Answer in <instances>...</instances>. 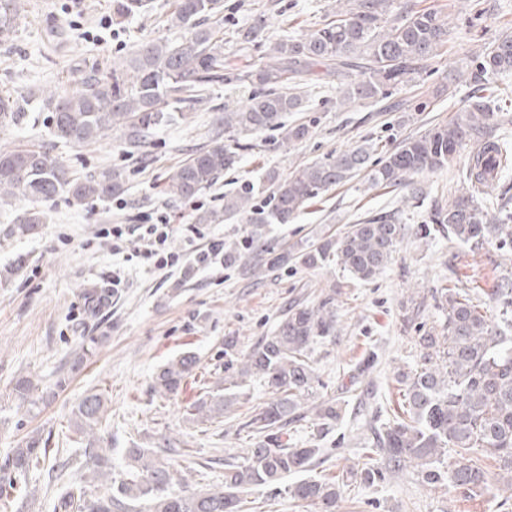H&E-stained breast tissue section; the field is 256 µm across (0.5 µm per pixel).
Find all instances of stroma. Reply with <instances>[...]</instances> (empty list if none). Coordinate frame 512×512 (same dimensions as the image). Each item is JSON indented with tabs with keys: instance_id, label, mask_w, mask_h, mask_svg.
Masks as SVG:
<instances>
[{
	"instance_id": "35a3bbf8",
	"label": "stroma",
	"mask_w": 512,
	"mask_h": 512,
	"mask_svg": "<svg viewBox=\"0 0 512 512\" xmlns=\"http://www.w3.org/2000/svg\"><path fill=\"white\" fill-rule=\"evenodd\" d=\"M112 2L25 0L13 39L0 42V94L23 97L30 113L24 129L0 130V150L34 146L77 173L119 168L126 176L125 192L103 202L80 205L59 196L44 203L47 222L27 239L4 235L16 212L0 209V268L17 253L27 256L25 268L0 286V456L35 431L48 437L54 450L53 458L30 475L29 495L6 502L5 508L53 512L60 488L79 480L80 465L61 472L57 462L76 454L75 445L65 440L69 418L91 391L107 400L103 431L113 447L149 448L169 437L180 449L170 461L194 487L222 485L225 454L249 445L245 415L272 392L252 379L249 397L202 423L186 421L184 406L223 378L225 337L235 338L238 352H248L272 335L290 306L312 307L328 297L336 305L339 332L311 348L314 397H342L348 406L328 430L309 418L289 425L283 439L293 448L310 441L323 448L324 461L313 468V476L346 473L365 452V417L388 410L396 398L395 368L415 363L418 336L442 330L445 317L434 289L462 282L493 317L497 310L490 294L512 279V250L489 245L478 255L456 258L446 239L424 235L437 205L448 203L460 189L478 142H466L445 167L415 175L418 198L406 189L371 187L363 175L315 199L292 223L266 225L248 252L249 261L256 262L266 251L342 233L361 217L395 215L405 226L404 239L385 271L369 283H351L332 264L316 270L291 264L257 277L236 267L148 273L139 259L113 255L111 242L100 239L98 230L104 224L130 229L151 224L162 212L171 223L192 224L198 214L223 213L225 192L244 185L251 186L254 204L262 207L270 195L267 172L285 178L364 140L402 139L450 121L472 100L469 73L485 44L512 33V0H408L415 9L447 16L448 44L426 71L393 91L384 111L368 104L337 111L335 82L310 81L304 112L289 113L287 119L311 121V138L286 152L277 132L261 133L255 148L242 151L241 161L193 201L166 194L168 175L196 149L224 142L225 106L245 104L254 91L241 74L265 61L263 48L242 45L239 33L259 17L271 40L312 32L332 15L334 0H222L224 80L201 90L191 107L169 104L175 121L154 129L142 154L118 132L84 145L55 142L49 133V93L77 90L85 77L127 59L142 41L191 36L190 29L167 22L176 0H150L149 13L123 22L113 15ZM420 98L430 101L428 111H413ZM116 277L121 280L117 286L112 283ZM93 337L99 340L95 353L83 359L82 347ZM186 349L199 354L198 369L178 394H154L152 373ZM23 375L54 390V398L34 409L16 399L13 386ZM339 512H512V500L434 488L407 471L385 474L372 484L348 482Z\"/></svg>"
}]
</instances>
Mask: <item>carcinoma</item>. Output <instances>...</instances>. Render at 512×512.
<instances>
[{"instance_id":"cac0c4a2","label":"carcinoma","mask_w":512,"mask_h":512,"mask_svg":"<svg viewBox=\"0 0 512 512\" xmlns=\"http://www.w3.org/2000/svg\"><path fill=\"white\" fill-rule=\"evenodd\" d=\"M24 0H0V40L14 33ZM221 0H177L168 21L193 29L182 42L147 40L138 45L125 65L105 76L92 75L81 89L50 99V133L59 142L80 145L98 142L112 132H126L127 143L143 147L150 131L173 119L165 100L183 103L186 94L223 77L224 32L218 25L203 27L200 21L220 12ZM148 0H114L119 16L142 14ZM244 44H265L263 21L258 19L241 33ZM270 43V42H268ZM448 44V20L436 10H416L395 0H336V11L319 29L270 43L268 61L247 75L262 88L239 108L224 109V134L230 144L199 149L169 175L166 193L191 198L209 188L224 170L238 163L241 137L266 130L279 132V146L290 151L312 133L306 121L286 124L288 112L304 111L299 92L313 67L322 65L336 78V111L362 103L377 104L391 89L407 83L428 68ZM364 73V79L353 73ZM512 72V36L504 35L488 45L471 70L477 90L489 77ZM504 111L493 100L478 96L446 125H436L415 137L402 139L391 149L378 150L365 142L339 153H330L307 164L288 178L266 174L272 186L267 209H257L250 189L224 194V220L246 224H287L308 203L344 185L362 171L372 169L370 185L385 189L411 188L412 177L441 169L468 141L484 142L464 172L466 187L447 206L436 210V231L470 252L494 242L512 248V213L500 214L493 224L474 192L486 185L489 165L508 164L502 146L489 138L497 113ZM29 118L24 100L0 96V128L24 125ZM125 177L112 168L99 174L74 177L49 153L36 148L0 150V207L27 201L31 207L19 213L6 236L38 234L45 215L39 204L66 195L78 204L105 201L124 191ZM404 236V226L391 215L351 224L340 236L328 235L312 244H299L269 259L275 266L295 256L306 269L331 262L357 282H369L381 274ZM437 307L446 313L442 335L430 332L418 337L419 359L414 366L397 370L400 398L384 422H369L372 455L346 479L372 483L385 473L407 470L423 482L460 490L468 495L489 488L482 462L493 459L500 470L499 485L512 497V281L505 280L490 299L499 311L493 321L475 303L470 289L458 284L435 289ZM337 328L334 298L316 307L291 306L271 336L239 358V368L225 374L213 389L187 407L190 421L224 415L247 395V382L260 377L273 397L245 422L254 432L271 433L239 454L224 457V483L220 487L194 488L188 478L170 468L166 453L170 443L161 438L154 448L124 449L120 462L112 461V449L100 447L98 429L106 420L105 399L100 393L84 395L71 412L69 442L79 446L85 473L56 499L54 512H245L244 495L258 487H282L298 502H310L320 512H336L341 495L336 478H302L283 484L290 475L310 470L322 452L308 443L290 448L279 442L275 431L312 414L327 422L340 420L338 402L323 400L306 410L302 402L314 393L316 377L310 365L311 345L333 336ZM200 358L185 351L152 375L151 390L168 397L179 391L185 379L198 369ZM19 400L35 405L38 384L29 377L16 380ZM48 441L39 436L25 439L0 458V500L27 488L30 473L50 456ZM115 489L107 497L92 493L96 483ZM182 491L176 493L173 486Z\"/></svg>"}]
</instances>
